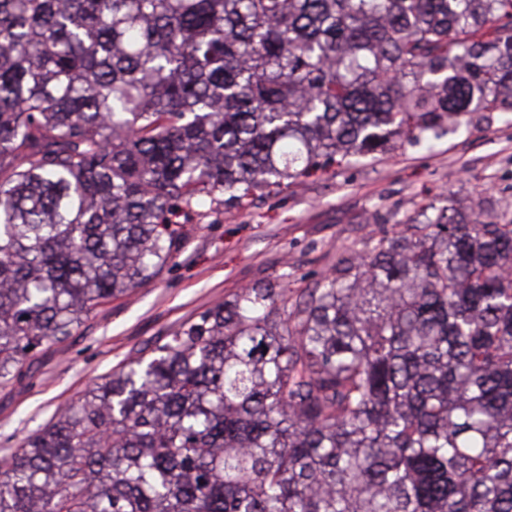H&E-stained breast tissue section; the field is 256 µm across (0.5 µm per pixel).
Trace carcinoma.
Wrapping results in <instances>:
<instances>
[{
  "mask_svg": "<svg viewBox=\"0 0 512 512\" xmlns=\"http://www.w3.org/2000/svg\"><path fill=\"white\" fill-rule=\"evenodd\" d=\"M512 112V0H0V384L185 225ZM0 512H512V216L419 202L0 458Z\"/></svg>",
  "mask_w": 512,
  "mask_h": 512,
  "instance_id": "carcinoma-1",
  "label": "carcinoma"
}]
</instances>
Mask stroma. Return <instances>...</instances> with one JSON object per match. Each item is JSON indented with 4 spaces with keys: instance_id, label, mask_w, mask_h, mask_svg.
<instances>
[{
    "instance_id": "35a3bbf8",
    "label": "stroma",
    "mask_w": 512,
    "mask_h": 512,
    "mask_svg": "<svg viewBox=\"0 0 512 512\" xmlns=\"http://www.w3.org/2000/svg\"><path fill=\"white\" fill-rule=\"evenodd\" d=\"M482 201L512 211V116H474L433 150L406 142L375 160L332 167L279 193L194 221L181 251L160 275L114 299L67 339L29 358L0 386V456L120 365L149 356L185 320L263 278L305 287L343 254L364 251L380 226L412 215L415 202Z\"/></svg>"
}]
</instances>
